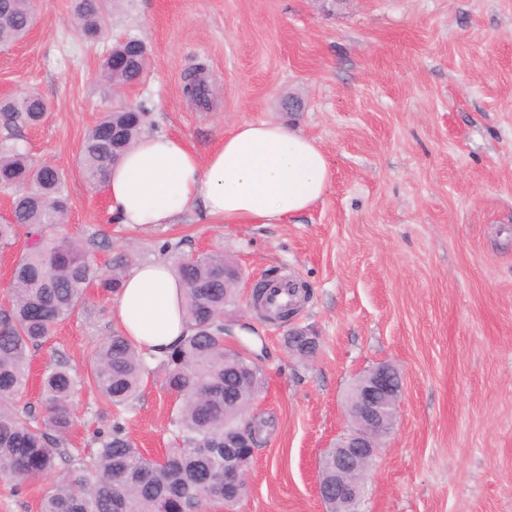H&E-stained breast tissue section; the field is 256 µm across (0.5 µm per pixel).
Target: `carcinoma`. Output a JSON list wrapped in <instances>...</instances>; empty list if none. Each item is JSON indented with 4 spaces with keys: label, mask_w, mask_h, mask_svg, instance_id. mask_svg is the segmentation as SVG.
<instances>
[{
    "label": "carcinoma",
    "mask_w": 512,
    "mask_h": 512,
    "mask_svg": "<svg viewBox=\"0 0 512 512\" xmlns=\"http://www.w3.org/2000/svg\"><path fill=\"white\" fill-rule=\"evenodd\" d=\"M31 0H0V44L23 38L31 26ZM76 23L97 39L107 26L98 0H75ZM118 42L103 60L108 83L117 89L139 78L142 67L114 72L112 55L130 50ZM47 102L35 93L0 100V190L12 196L10 219L0 224V248L16 252L9 292L0 306V476L18 485L46 477L61 458L60 445L74 423L73 400L87 383L116 411L137 397L149 371L143 353L120 330L94 350L81 374L56 361L42 377V413L20 411L14 399L27 388L32 351L51 338L86 302V290L112 293L121 273L99 274L82 241L49 235L67 223L70 198L58 167L33 161L17 142L18 125L41 122ZM149 112L143 105L106 113L85 135L79 169L93 186L105 184L112 165L136 142ZM235 264L221 252L188 261L175 256L174 271L185 284L186 333L157 357L167 389L179 400L170 420L172 442L164 464L146 458L128 438L121 416L94 436L88 460L69 463L62 480L46 494L40 512H198L224 495L245 488H224V433L240 431L242 415L264 388L261 371L247 376V363L226 359L224 308L235 303L234 285L224 271Z\"/></svg>",
    "instance_id": "obj_1"
}]
</instances>
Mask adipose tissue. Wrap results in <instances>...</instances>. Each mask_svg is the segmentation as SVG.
<instances>
[{"label":"adipose tissue","instance_id":"ef3b65f1","mask_svg":"<svg viewBox=\"0 0 512 512\" xmlns=\"http://www.w3.org/2000/svg\"><path fill=\"white\" fill-rule=\"evenodd\" d=\"M331 181L312 140L273 122L243 121L207 157L175 135L145 134L114 166L108 210L124 226L171 224L190 209L214 224H277L309 209ZM184 285L169 263L133 267L111 301L112 315L136 346L159 355L186 332Z\"/></svg>","mask_w":512,"mask_h":512}]
</instances>
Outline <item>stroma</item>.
Listing matches in <instances>:
<instances>
[{
    "instance_id": "35a3bbf8",
    "label": "stroma",
    "mask_w": 512,
    "mask_h": 512,
    "mask_svg": "<svg viewBox=\"0 0 512 512\" xmlns=\"http://www.w3.org/2000/svg\"><path fill=\"white\" fill-rule=\"evenodd\" d=\"M74 0H36L37 26L0 45V95L40 94L37 126L19 127L30 157L67 173L69 220L104 270L182 251L223 252L242 272L224 319L257 356L265 388L253 411L274 420L234 512H325L318 460L343 430L354 381L380 362L404 376L400 415L366 485L362 512H512V0H102L109 29L87 42ZM122 37L147 45L141 83L112 92L104 56ZM207 104L183 87L194 67ZM303 108L288 112V95ZM142 104L148 134H177L207 155L236 124L273 121L314 139L332 181L308 211L279 224L113 223L104 188L77 166L87 131ZM305 283L286 323L265 318L248 287L264 274ZM33 354L85 371L118 325L110 296ZM319 338L293 355L289 330ZM65 451L87 456L114 409L94 388L75 398ZM178 401L153 370L124 411L149 458L171 442ZM53 478L0 477V512H40Z\"/></svg>"
}]
</instances>
